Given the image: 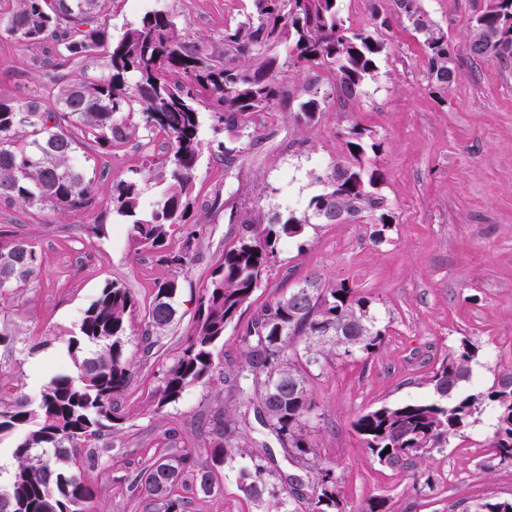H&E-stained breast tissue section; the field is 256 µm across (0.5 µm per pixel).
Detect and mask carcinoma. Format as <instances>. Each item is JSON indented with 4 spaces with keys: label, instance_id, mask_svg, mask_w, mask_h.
Listing matches in <instances>:
<instances>
[{
    "label": "carcinoma",
    "instance_id": "carcinoma-1",
    "mask_svg": "<svg viewBox=\"0 0 512 512\" xmlns=\"http://www.w3.org/2000/svg\"><path fill=\"white\" fill-rule=\"evenodd\" d=\"M253 13L224 28L222 47L211 51L182 37L173 18L162 11L146 12L139 23L114 42L102 20L100 0H16L5 31L19 42L50 39L57 44L53 67L58 71L51 99L9 103L0 100V200L29 209L46 205L61 213H77L94 200V180L71 165L83 135L94 146L110 151L139 142L140 128L165 135L169 149L161 158L167 187L148 212L142 208L141 180L112 184V212L130 221V239L141 249L159 250L177 228L189 223L193 211L194 172L203 142L198 101L208 97L211 129L233 140L247 129V119L273 111L281 91L274 79L277 59L266 48L289 44L291 57L328 68L345 94L353 96L373 77L383 43L375 31L353 30L339 16L337 0H252ZM397 8L425 33L429 78L441 87L454 75V49L444 34L424 16L417 0H395ZM499 32L500 39L480 49L478 29ZM108 49L110 72L70 78L65 68L77 57ZM470 58L484 60L512 53V0H489L475 18L468 36ZM249 57L241 63L239 59ZM322 111L314 96L294 113L309 125ZM140 115L141 122L132 121ZM347 161L325 178L322 193L307 208L287 217L244 220L236 245L224 252L200 299L193 329L181 352L166 370L154 394L157 408L178 402L186 390L214 379L224 331L246 307L284 239L302 238L313 224L393 222L386 198L379 193L381 174L369 168L365 148L349 142ZM358 150H352V147ZM336 211L328 221L320 213ZM38 270L35 247L14 238L0 248V289L16 288ZM176 282L156 286L144 315V352L150 353L176 315ZM138 302L120 284L108 282L84 312L78 331L68 339L76 371L53 376L33 403L0 384V437L13 433L17 462L12 480L0 491V512H96L95 492L74 470L92 458H79L74 449L99 440L116 429L122 417L112 400L127 385L131 364L125 356L129 320ZM386 328L370 314L368 301L356 299L341 283L323 287L309 280L265 305L243 329L244 363L234 375L229 394L251 393L255 417L276 435L288 456L316 473L333 468L311 458V431L306 422L314 408L308 381L312 369L331 355L370 353L380 346ZM97 350L85 356L86 347ZM479 347L463 338L457 349L432 373L429 400L381 406L362 414L355 427L377 462L397 467L448 446V437L462 432L485 409L496 413L488 465L512 457V368L498 371L492 384L469 391L471 364ZM210 464L190 453L161 455L149 460L136 476L147 491L143 512H184L175 489L187 474L198 489L212 490L211 470L230 465L244 454L236 422L217 415L209 440ZM390 452H385V449ZM265 467L241 472V490L260 501L270 496L272 512H337L338 481L316 482L311 494L298 492L301 481L288 477L289 489H268ZM467 512H512V499L488 497Z\"/></svg>",
    "mask_w": 512,
    "mask_h": 512
}]
</instances>
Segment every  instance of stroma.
Returning <instances> with one entry per match:
<instances>
[{
    "label": "stroma",
    "mask_w": 512,
    "mask_h": 512,
    "mask_svg": "<svg viewBox=\"0 0 512 512\" xmlns=\"http://www.w3.org/2000/svg\"><path fill=\"white\" fill-rule=\"evenodd\" d=\"M484 5L485 0H419L455 48L454 77L445 89L429 80L423 36L395 0H338L347 27L372 29L378 15L389 21L376 74L356 97L336 92L334 76L322 68L290 64V46L269 48L284 93L274 117L258 123L230 153L219 148L210 128L201 131L192 221L167 242L168 251L187 252L184 265L135 250L121 217L103 214L113 181L134 170L144 172L142 200L152 203L162 184L146 164L162 157L163 136L144 148L128 145L109 155L79 149L73 166L96 182L95 204L86 211L65 215L49 206L0 202V244L10 231L39 254L37 274L0 293V325L18 335L12 347L0 346V379L30 400L39 398L55 374L73 370L68 338L106 283L128 288L141 312L156 284L179 285L175 319L156 354L143 351L141 313L127 331L132 377L114 399L123 422L92 448L96 465L79 472L95 489L99 512H142L128 477L149 458L182 452L206 457L212 416L240 414L224 377L242 363L243 328L265 304L315 275L367 300L371 315L387 328L374 352L328 358L310 377L315 457L335 471L340 512H366L378 500L386 512H463L489 496L512 498V462L489 470L473 449L492 433L491 412L449 437L447 448L394 468L374 461L355 429L366 411L430 399L431 372L462 338L479 347L472 379L480 385H490L497 371L512 366V55L469 58V30ZM151 10L170 13L182 34L213 49L220 47L226 24L244 20L251 0L101 2L116 39ZM54 56L52 42L23 44L0 30V99L45 96ZM313 96L322 98V112L311 125H298L294 112ZM353 136L381 175L379 191L395 224L384 230L374 224H315L304 238L282 241L248 308L224 333L223 378L193 386L179 402L157 408L153 392L185 345L199 299L244 220L304 211ZM216 197L223 202L218 210L211 207ZM101 220L106 235H88L87 225ZM239 432L246 455L235 467L213 470V494L187 492L186 512H265L266 502L246 497L238 479L239 468L256 458L267 468L268 487L285 486L292 475L303 488L314 484L315 472L293 463L255 417L240 423Z\"/></svg>",
    "instance_id": "obj_1"
}]
</instances>
